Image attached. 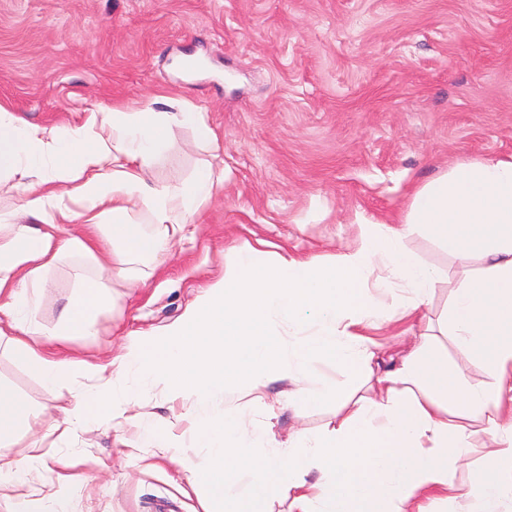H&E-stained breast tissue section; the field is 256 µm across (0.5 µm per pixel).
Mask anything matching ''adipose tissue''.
I'll return each instance as SVG.
<instances>
[{
    "instance_id": "1",
    "label": "adipose tissue",
    "mask_w": 512,
    "mask_h": 512,
    "mask_svg": "<svg viewBox=\"0 0 512 512\" xmlns=\"http://www.w3.org/2000/svg\"><path fill=\"white\" fill-rule=\"evenodd\" d=\"M161 102L156 96L138 109L96 106L82 125L58 130L0 105V179L24 188L21 208L37 220L6 225L0 234V314L17 331L7 340L13 358L48 386L77 367L99 382L113 371L144 389L192 399L209 462L186 460L182 467L204 488L209 512H267L275 488L290 497V512H405L423 493L451 490L456 463L471 451L469 433L448 416L452 410L481 419L498 437L496 464L461 494L467 512H512V158L453 166L413 193L400 224L363 223L359 247L328 260L243 243L228 255L223 277L178 322L132 339L111 364L44 351L38 312L46 273L57 261L79 256L97 267L95 275L80 277L64 305L59 335H97L108 301L103 277L137 282L134 263L157 261L181 240L221 180L210 166L177 187L144 179L172 125L191 127L204 143L216 139L203 113L191 106L161 112ZM75 219L80 233L56 235L59 224ZM416 231L433 235L445 250L482 257L481 273L464 274L453 290L451 316L460 349L488 367L493 385L447 376L426 364L420 347L394 369L374 374L372 353L352 333L356 324L385 317L371 287L401 284L413 310L434 291L437 273L405 246ZM306 310L318 315L314 330L286 351L278 325L300 328ZM324 366L357 379L375 376L378 391L325 434L285 445L271 429L206 409L227 389L249 396L267 382L289 379L294 408L307 410L340 393L320 380ZM127 397L117 383L108 397L82 392L66 422L122 418ZM31 415L28 404L0 385V488L23 470L15 435ZM310 467L321 474L311 486L303 478ZM245 473L251 478L246 494L238 489Z\"/></svg>"
}]
</instances>
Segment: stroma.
<instances>
[{
	"mask_svg": "<svg viewBox=\"0 0 512 512\" xmlns=\"http://www.w3.org/2000/svg\"><path fill=\"white\" fill-rule=\"evenodd\" d=\"M159 93L200 108L217 141L172 126L146 181L178 186L206 164L224 181L159 266L144 267L145 286L107 282L113 303L98 335L56 336L49 351L110 362L131 335L177 320L223 276L233 246L327 259L358 246L361 222L398 223L413 192L451 165L511 157L512 0H0V104L17 116L81 124L93 106L134 108ZM405 245L439 281L428 304L409 315L391 304L385 322L365 328L374 369L426 337L449 373L492 385L446 331L452 290L482 258L419 232ZM79 270L71 257L50 270L46 329ZM0 382L39 411L18 434L37 468L0 489V512L23 498L30 512H48L54 493L71 512H207L204 489L179 464L208 459L191 400L124 381L129 415L159 422L179 447L173 457L141 447L139 427L124 421L48 434L88 385L83 373L44 387L1 345ZM293 387L276 380L260 402L219 394L209 407L272 424L282 442L335 426V402L296 412ZM464 424L474 450L454 471L458 488L477 484L497 448L480 421Z\"/></svg>",
	"mask_w": 512,
	"mask_h": 512,
	"instance_id": "35a3bbf8",
	"label": "stroma"
}]
</instances>
